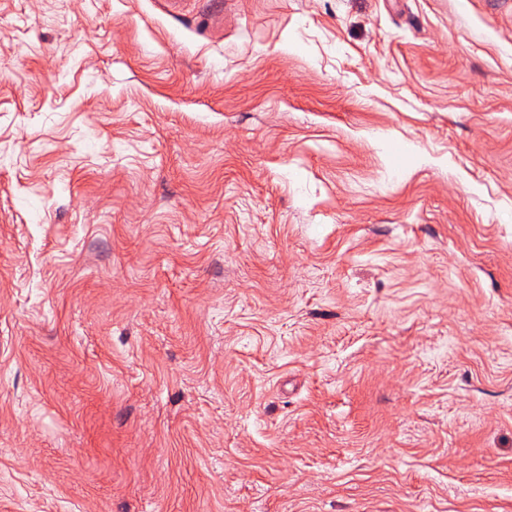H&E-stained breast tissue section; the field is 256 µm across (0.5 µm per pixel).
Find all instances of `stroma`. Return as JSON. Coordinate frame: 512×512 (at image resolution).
<instances>
[{
  "instance_id": "obj_1",
  "label": "stroma",
  "mask_w": 512,
  "mask_h": 512,
  "mask_svg": "<svg viewBox=\"0 0 512 512\" xmlns=\"http://www.w3.org/2000/svg\"><path fill=\"white\" fill-rule=\"evenodd\" d=\"M0 512H512V0H0Z\"/></svg>"
}]
</instances>
